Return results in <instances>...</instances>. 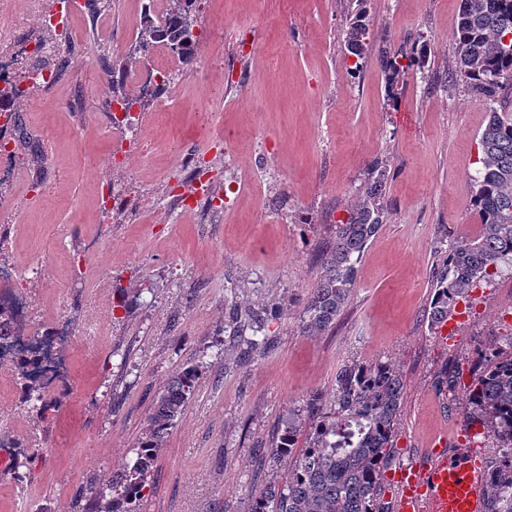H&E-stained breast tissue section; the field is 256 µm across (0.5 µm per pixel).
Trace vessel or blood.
<instances>
[{"instance_id": "obj_1", "label": "vessel or blood", "mask_w": 512, "mask_h": 512, "mask_svg": "<svg viewBox=\"0 0 512 512\" xmlns=\"http://www.w3.org/2000/svg\"><path fill=\"white\" fill-rule=\"evenodd\" d=\"M486 472L475 449L439 438L421 461L400 467L395 512H484Z\"/></svg>"}]
</instances>
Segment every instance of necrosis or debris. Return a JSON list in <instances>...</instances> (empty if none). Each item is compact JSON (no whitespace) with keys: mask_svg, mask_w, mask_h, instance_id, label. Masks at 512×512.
Here are the masks:
<instances>
[{"mask_svg":"<svg viewBox=\"0 0 512 512\" xmlns=\"http://www.w3.org/2000/svg\"><path fill=\"white\" fill-rule=\"evenodd\" d=\"M31 9L41 12L44 24L56 35L53 41H37L13 51L0 54V76L21 75L24 87L54 86L58 70L54 59L60 58V42L74 41L75 26L89 15L88 0H56L54 8L44 6V0H28ZM171 55L166 47L157 46L149 55L150 69L144 79L131 80L134 92L154 95L158 105H166L170 93L166 74L171 65ZM132 96L107 102L106 112L113 129L125 134L137 144L149 140L150 126L137 111ZM185 189L177 194L176 201L181 215H195L200 207L220 211L224 208L222 196L212 190L213 179L205 162L193 157L184 168ZM14 239L12 225L0 224V303L12 306V322L0 329V362L23 364L24 375L49 395L56 396L69 382L68 345L71 327L67 320H57L50 332L31 331L33 313L26 300L28 285L41 280L42 272L30 268L20 272L17 266L4 263L3 256Z\"/></svg>","mask_w":512,"mask_h":512,"instance_id":"obj_1","label":"necrosis or debris"}]
</instances>
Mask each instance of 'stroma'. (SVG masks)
Listing matches in <instances>:
<instances>
[{
	"label": "stroma",
	"mask_w": 512,
	"mask_h": 512,
	"mask_svg": "<svg viewBox=\"0 0 512 512\" xmlns=\"http://www.w3.org/2000/svg\"><path fill=\"white\" fill-rule=\"evenodd\" d=\"M347 0H198L193 68L175 67L174 92L145 151L112 130L105 69L146 63L138 28L148 0H112L79 23L61 82L20 105L27 138L19 170L0 182L10 202L0 222L15 227L12 257L42 267L32 295L40 327L66 317L75 336L72 376L48 421L31 486L0 481V512H74L80 490L118 471L168 379L198 363L202 375L161 448L143 512H247L288 466L268 447L309 395L334 404L336 374L351 363L390 361L406 393L395 463L419 460L463 410L439 389L441 371L476 366L512 335V278L476 289L463 320L431 332L432 269L442 238L478 233L469 207L483 102L427 81L454 67L459 0H367L371 32L396 53L418 38L431 45L422 73L390 85L376 60L345 53ZM233 62V78L217 58ZM224 115V141L204 131ZM205 158L225 200L223 216L179 218L177 180L162 173L187 155ZM147 218L110 224L95 251L98 181L113 157ZM387 168L388 217L365 249L349 302L319 336L301 331L304 307L333 238L364 198L368 165ZM242 173L241 184L224 179ZM287 209H277L280 199ZM85 257L78 287L66 252ZM280 314L261 324L271 345L239 360L225 327L232 306Z\"/></svg>",
	"instance_id": "35a3bbf8"
}]
</instances>
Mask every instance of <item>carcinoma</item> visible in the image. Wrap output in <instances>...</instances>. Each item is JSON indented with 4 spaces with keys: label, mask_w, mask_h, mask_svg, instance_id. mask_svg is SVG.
Listing matches in <instances>:
<instances>
[{
    "label": "carcinoma",
    "mask_w": 512,
    "mask_h": 512,
    "mask_svg": "<svg viewBox=\"0 0 512 512\" xmlns=\"http://www.w3.org/2000/svg\"><path fill=\"white\" fill-rule=\"evenodd\" d=\"M348 11L346 50L358 59L372 53L375 39L363 7ZM197 0H175L174 10L156 21L144 14L139 43H164L180 50V63L195 60L192 33ZM455 65L449 79L465 86L487 105L489 119L480 134V168L473 179L470 209L478 217L480 232L449 240L433 272L429 325L441 327L459 302L477 284L507 272L512 276V0H460L455 32ZM377 59L391 82L405 73L399 57L381 50ZM366 197L347 221L336 225L335 236L323 260L322 272L305 306L303 332L318 336L327 331L344 310L354 283L356 264L368 242L385 223L379 203L385 195V168L375 161ZM233 335L248 355L266 349L269 338L246 336L260 314L233 308ZM511 351L493 348L481 366L472 370L469 385H461L460 369L445 370L438 384L448 393L462 392L469 427L492 440L498 453L485 458V512H512V338ZM200 376L197 365L174 374L150 408L142 437L130 449L123 468L111 479L89 484L78 512H142L159 451L170 429L184 413ZM405 393L399 372L387 361L352 363L336 375V409L325 413L306 434L305 449H294L305 422L291 413L272 441L273 460L292 459L288 480L270 481L255 495L248 512H391L384 499V473L391 465L397 425ZM24 401L39 418L60 407L28 390ZM37 454L21 452L16 461L17 482L33 480Z\"/></svg>",
    "instance_id": "carcinoma-1"
}]
</instances>
